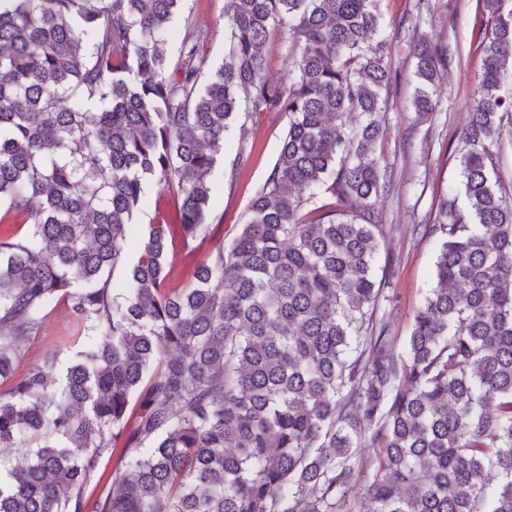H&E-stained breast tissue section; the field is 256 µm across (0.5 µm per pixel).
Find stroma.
<instances>
[{"label": "stroma", "instance_id": "stroma-1", "mask_svg": "<svg viewBox=\"0 0 512 512\" xmlns=\"http://www.w3.org/2000/svg\"><path fill=\"white\" fill-rule=\"evenodd\" d=\"M225 0H186L185 11L196 20L209 68L223 66ZM479 0H379L383 37L391 44L392 69L397 83L386 114V135L377 153L393 172L389 191L379 200L385 232V248L391 260V277L382 288L377 316L389 325V334L404 344L415 312L433 285L434 263L439 249L436 239L416 233L419 224L431 223L441 191L458 187V157L465 145L461 131L468 120L477 87L482 55L476 37ZM439 35L447 43L452 62L444 71L436 112L418 119L412 109L414 61L410 56L414 32ZM248 137L231 126L224 137V163L212 174L215 192L208 208V221L215 239L232 242L247 221L255 191L275 165L288 118L274 112L249 121ZM251 156L245 165L234 166L240 145ZM94 339L65 308H57L47 325L30 338L23 360L31 366L42 357L57 355L67 366Z\"/></svg>", "mask_w": 512, "mask_h": 512}]
</instances>
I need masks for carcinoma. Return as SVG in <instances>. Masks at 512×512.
Returning <instances> with one entry per match:
<instances>
[{
	"label": "carcinoma",
	"instance_id": "cac0c4a2",
	"mask_svg": "<svg viewBox=\"0 0 512 512\" xmlns=\"http://www.w3.org/2000/svg\"><path fill=\"white\" fill-rule=\"evenodd\" d=\"M482 2L464 204L450 188L416 226L440 250L399 353L376 317L396 74L375 0H225L215 70L190 17L168 53L183 0H0V208L20 223L0 236V512H82L118 447L96 512H512V196L490 174L512 0ZM278 27L286 80L263 52ZM412 56L426 117L451 55ZM262 112L288 129L248 221L169 287L170 256L214 234L225 131ZM149 180L173 208L130 265ZM59 303L93 343L15 379ZM119 457V449L104 456L97 472L87 485L82 512H95L97 502L112 494V470L119 463Z\"/></svg>",
	"mask_w": 512,
	"mask_h": 512
}]
</instances>
